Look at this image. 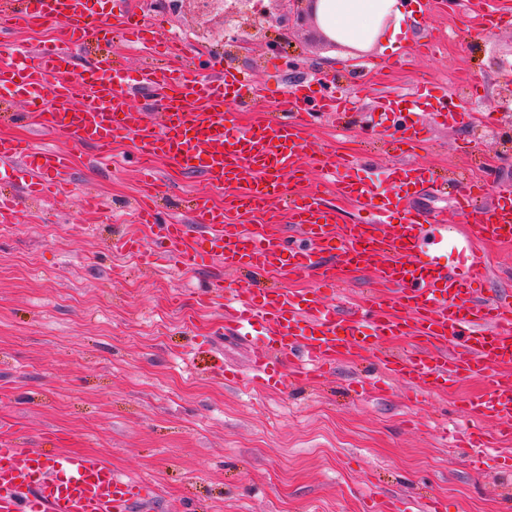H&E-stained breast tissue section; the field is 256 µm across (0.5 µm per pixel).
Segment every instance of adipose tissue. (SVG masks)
<instances>
[{
	"label": "adipose tissue",
	"instance_id": "ef3b65f1",
	"mask_svg": "<svg viewBox=\"0 0 512 512\" xmlns=\"http://www.w3.org/2000/svg\"><path fill=\"white\" fill-rule=\"evenodd\" d=\"M319 28L338 44L356 49L395 44L405 18L403 0H318Z\"/></svg>",
	"mask_w": 512,
	"mask_h": 512
}]
</instances>
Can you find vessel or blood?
Here are the masks:
<instances>
[{
  "instance_id": "vessel-or-blood-1",
  "label": "vessel or blood",
  "mask_w": 512,
  "mask_h": 512,
  "mask_svg": "<svg viewBox=\"0 0 512 512\" xmlns=\"http://www.w3.org/2000/svg\"><path fill=\"white\" fill-rule=\"evenodd\" d=\"M469 14L486 28L507 20L498 0H469ZM0 19L16 27L55 28L52 41L37 50L32 62L0 59V97H23L36 111L38 130L91 144L104 154L115 139L128 138L143 163L163 157L184 170H203L213 186L232 189L220 208L208 196H194L189 225L158 223L156 208L140 203L138 218L152 225V239L118 238L111 245L114 252L144 261L161 252L188 264L314 277L315 288L302 292L230 291L219 280L198 292L205 304L223 299L224 316L240 329L241 340L260 339L252 368L267 386H285L290 377L312 380L352 354L374 356L381 379L404 381L415 397L481 376L487 393L462 398L461 405L472 420L495 418L500 425L492 432H463L459 440L473 467L491 456L497 468L512 467V456L490 453L512 441V297L487 298L491 273L478 250L486 241L512 247L511 189L480 211L472 188L460 185L457 212H474L478 218L466 225L463 243L452 245L443 261L438 251L450 230L447 218L411 205L436 183L431 169L401 163L389 169L392 189L382 193L371 179L355 174L349 160L333 164L337 189L365 215L359 224L336 225L333 211L318 196L299 192L298 161L307 144L305 121L295 107L313 96L312 88L296 89L275 117L242 126L225 105L254 100L261 88L232 72L202 76L163 65L143 69L125 85L104 60L81 80L70 79L71 52L89 40L117 33L154 41L130 0H0ZM133 92L159 103L160 124H153L149 113L130 109ZM402 104L401 97L382 92L370 106L388 121L399 146L421 142L430 126L450 128L469 118L442 95L430 108V124L416 125L407 122ZM69 164L67 154L0 136V183L24 182L28 195H56ZM277 198L285 202L298 247H286L269 225L224 221L228 211L265 212ZM361 268L373 270L380 292L347 311L325 305L321 290L335 286L341 272ZM394 339L410 340V349L389 351ZM284 362L292 366L287 378L278 370ZM154 497L153 485L119 476L99 455L46 454L26 446L11 426L0 425V512H134Z\"/></svg>"
}]
</instances>
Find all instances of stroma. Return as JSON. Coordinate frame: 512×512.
<instances>
[{"instance_id":"35a3bbf8","label":"stroma","mask_w":512,"mask_h":512,"mask_svg":"<svg viewBox=\"0 0 512 512\" xmlns=\"http://www.w3.org/2000/svg\"><path fill=\"white\" fill-rule=\"evenodd\" d=\"M145 18L162 33L182 35L194 69H236L266 85V98L239 112L241 123L273 113L289 85L311 81L359 103L345 128L317 117L307 128L312 148L363 153L373 177L394 163L388 133L365 108L370 69L388 63L391 52L353 60L306 24L276 58L267 51L279 38L275 23L240 51L231 43L236 22L219 16L184 8L146 11ZM404 24L408 43L440 41L434 55L410 56L383 79L408 93L410 119L429 121L410 95L422 83L447 88L496 129L489 136L468 125L432 129L411 159L452 180L484 165L481 203L489 205L512 188V100L501 87L504 67L512 66V25L475 29L458 0ZM113 58L127 81L150 61L132 47L94 41L78 49L74 69ZM6 132L72 154L70 178L54 200L22 198L18 221L0 225V423L16 425L30 447L43 448L52 436L60 449L102 455L115 472L157 485L156 512H383L388 500L423 496L440 498L445 512H512V472L473 470L447 436L469 427L457 400L483 391L482 379L413 403L399 381L385 394L355 396L350 380L372 379L375 371L353 359L309 387L225 383L223 366L249 374L250 350L229 333L216 340L223 305L202 309L193 295L216 278L239 287L240 274L171 259L147 266L110 248L114 236L146 233L136 214L141 165L131 141L101 160L90 145L60 143L29 124ZM154 169L165 217L190 220L187 199L197 192L223 205V191L201 174L165 159ZM88 193L105 197L107 207L84 210L80 198Z\"/></svg>"}]
</instances>
